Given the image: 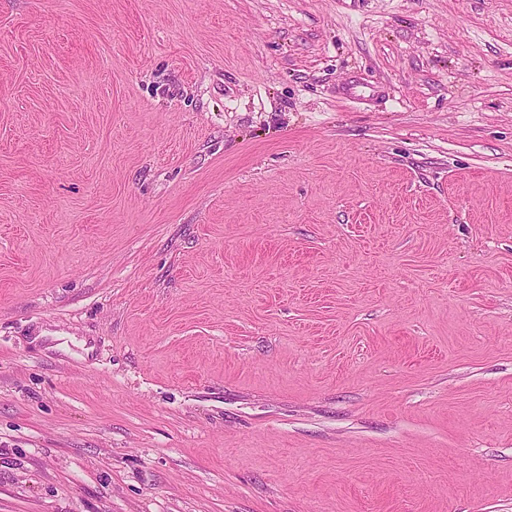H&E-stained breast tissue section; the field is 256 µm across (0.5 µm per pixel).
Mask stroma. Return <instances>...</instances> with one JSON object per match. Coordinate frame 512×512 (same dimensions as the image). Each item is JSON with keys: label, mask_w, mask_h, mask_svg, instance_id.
<instances>
[{"label": "stroma", "mask_w": 512, "mask_h": 512, "mask_svg": "<svg viewBox=\"0 0 512 512\" xmlns=\"http://www.w3.org/2000/svg\"><path fill=\"white\" fill-rule=\"evenodd\" d=\"M0 512H512V0H0Z\"/></svg>", "instance_id": "stroma-1"}]
</instances>
